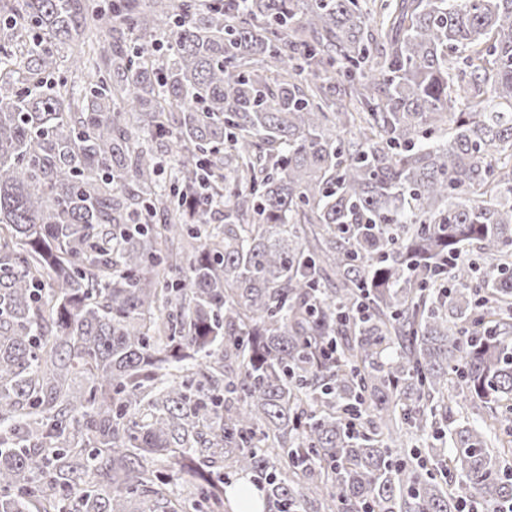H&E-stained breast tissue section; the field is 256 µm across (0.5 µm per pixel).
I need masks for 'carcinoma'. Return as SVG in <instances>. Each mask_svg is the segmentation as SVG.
<instances>
[{"label": "carcinoma", "mask_w": 512, "mask_h": 512, "mask_svg": "<svg viewBox=\"0 0 512 512\" xmlns=\"http://www.w3.org/2000/svg\"><path fill=\"white\" fill-rule=\"evenodd\" d=\"M509 454L512 0H0V512H512Z\"/></svg>", "instance_id": "obj_1"}]
</instances>
